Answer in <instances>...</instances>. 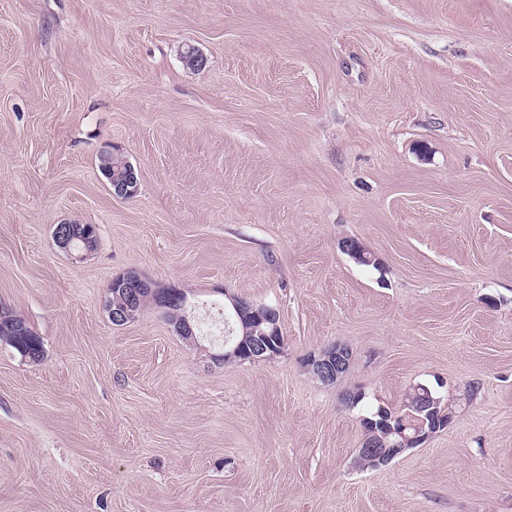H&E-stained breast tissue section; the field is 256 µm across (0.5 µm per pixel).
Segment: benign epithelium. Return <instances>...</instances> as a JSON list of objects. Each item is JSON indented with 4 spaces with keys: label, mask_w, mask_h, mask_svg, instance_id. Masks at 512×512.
<instances>
[{
    "label": "benign epithelium",
    "mask_w": 512,
    "mask_h": 512,
    "mask_svg": "<svg viewBox=\"0 0 512 512\" xmlns=\"http://www.w3.org/2000/svg\"><path fill=\"white\" fill-rule=\"evenodd\" d=\"M137 182L134 167H129L125 178L120 181L111 182L112 194L122 198H130L135 195L134 185ZM55 242L58 247L69 253L75 260H81L84 252L91 250L92 243L84 242V247L75 245V237L65 225H59L54 232ZM154 294L157 298V310L163 311L172 302L177 303L185 313V320L180 331L194 334L190 320L195 318V313L190 310L194 303L188 298L180 295L175 288L154 287ZM229 304L224 306L228 314L235 313L237 317L248 320L260 330L258 340L252 347L246 349L241 344L228 339L224 341V351L214 356L217 361L237 360L239 362L261 361L272 355L274 350L284 341L280 327V315L277 308L258 304L224 293ZM352 351L342 345L333 344L317 352H311L304 360L306 369L324 384H334L341 379L348 371L352 363ZM413 403L421 412L426 413L429 418L428 426H421L413 435L405 433L406 426L395 411H382L381 416L384 422L380 423L382 430L374 427V421L364 417L361 419L364 434L360 447L357 448L356 465L361 469H376L389 464L393 459L402 455L412 447L427 441L439 429L435 425L437 419L435 412L438 401L434 400L427 387L417 385L414 387L413 395L410 396Z\"/></svg>",
    "instance_id": "1"
}]
</instances>
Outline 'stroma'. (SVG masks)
<instances>
[{
    "label": "stroma",
    "instance_id": "obj_1",
    "mask_svg": "<svg viewBox=\"0 0 512 512\" xmlns=\"http://www.w3.org/2000/svg\"><path fill=\"white\" fill-rule=\"evenodd\" d=\"M130 270L278 306L283 353L113 325ZM1 305L42 353L0 342V512H512V0H0ZM419 384L448 426L356 467ZM113 151V146L102 150L99 156V169L102 159V170L108 175L112 160V177L110 178V187L113 195L122 198L133 197L137 192V188L134 189V185L138 182L135 169L130 163H128L129 171H127L125 178L120 181H112V179H117L125 174L127 162L123 154L115 153V155H112ZM62 224H67L69 228L74 231L75 235H80L81 237H87L91 230H94L95 238L93 242L96 243L97 233L95 225L79 224L76 222L72 224L65 222ZM69 228H67L66 225H58L54 232L55 242L57 243L59 248L69 253L71 257H73V259H75L76 261L81 260L84 257V251H90L93 243L88 242L82 238V241L84 242V248L79 249L78 246L75 245V241L78 239V237H75L72 234V232H70ZM352 351L342 344H333L318 352H310L304 360L306 369L324 384H334L348 371Z\"/></svg>",
    "mask_w": 512,
    "mask_h": 512
}]
</instances>
